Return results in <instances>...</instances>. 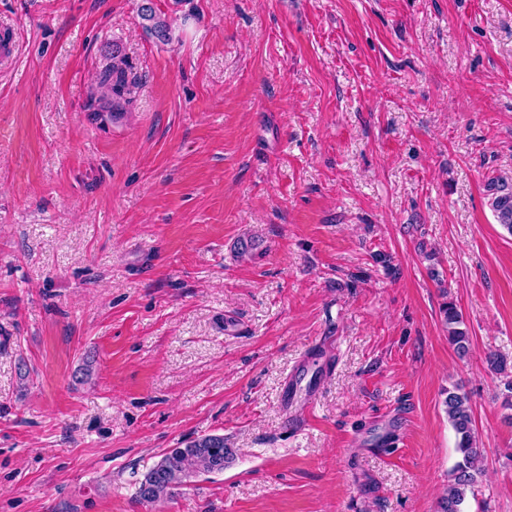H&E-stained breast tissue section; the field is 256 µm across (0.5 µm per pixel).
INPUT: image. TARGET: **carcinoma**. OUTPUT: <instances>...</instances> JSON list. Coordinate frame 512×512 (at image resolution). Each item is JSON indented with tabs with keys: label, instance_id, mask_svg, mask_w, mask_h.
Returning a JSON list of instances; mask_svg holds the SVG:
<instances>
[{
	"label": "carcinoma",
	"instance_id": "obj_1",
	"mask_svg": "<svg viewBox=\"0 0 512 512\" xmlns=\"http://www.w3.org/2000/svg\"><path fill=\"white\" fill-rule=\"evenodd\" d=\"M139 17L147 22L145 28L158 40L170 39V25L157 17L150 5L141 6ZM135 86L136 78L129 57L120 45H112V61L99 72L89 93L88 110L94 120L105 124L126 118L135 102ZM496 192L498 195L493 198L491 206L499 224L512 235V190L502 185L496 188ZM443 313L448 342L459 356L468 355L470 337L464 329L462 313L452 301L446 303ZM444 406L457 435L459 460L449 474L448 487L440 500L441 512H464L467 491L481 473L482 451L476 445L469 395L459 387L450 390ZM226 448L228 444L224 442V436L208 435L188 441L182 448L169 449L144 475L138 488L139 497L146 502H155L172 495L175 489L201 474L224 470Z\"/></svg>",
	"mask_w": 512,
	"mask_h": 512
}]
</instances>
